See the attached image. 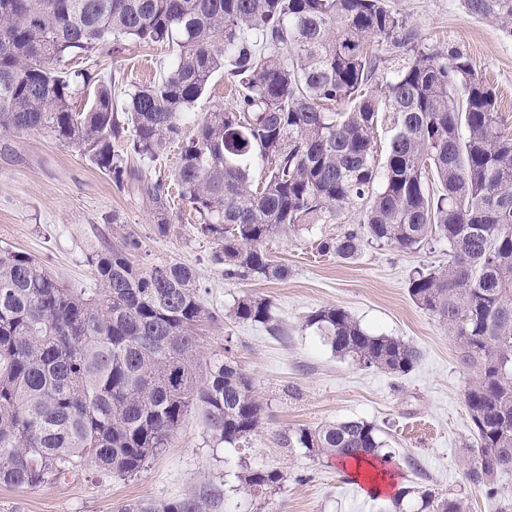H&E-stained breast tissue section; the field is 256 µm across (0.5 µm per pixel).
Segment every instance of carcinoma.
<instances>
[{
    "instance_id": "1",
    "label": "carcinoma",
    "mask_w": 512,
    "mask_h": 512,
    "mask_svg": "<svg viewBox=\"0 0 512 512\" xmlns=\"http://www.w3.org/2000/svg\"><path fill=\"white\" fill-rule=\"evenodd\" d=\"M466 15L512 38V0H461ZM123 41L166 44L176 63L128 92L119 120L112 85L95 69L70 75V56L92 58ZM397 64L379 53L380 46ZM219 71L237 100L210 112L195 135L184 113ZM96 84L88 110L70 100ZM390 126L376 164L379 123ZM47 131L122 186L136 176L165 236L169 193L128 168L113 143L140 159L181 143L179 196L214 239L224 278L284 280L267 240L364 207L371 240L399 251L448 245V265L419 271L412 300L448 328L468 371L463 399L473 425L460 461L469 485L490 496L512 474V136L499 129L495 94L456 48L427 47L385 0H0V132ZM266 164L264 181L251 171ZM354 229L319 249L356 258ZM132 236L88 261L95 288H70L37 259L0 249V484L36 489L87 461L123 476L168 447L191 409L204 410L218 445L247 447L262 406L231 360L200 366V323L216 322L191 265L133 260ZM230 317L271 322V302L242 297ZM336 355L395 377L418 350L367 332L345 308L305 319ZM290 451L374 461L390 453L373 423L351 418L282 435ZM249 492L279 489L278 469L245 467ZM417 512H464L463 501L425 489ZM119 512H204L197 498L127 504Z\"/></svg>"
}]
</instances>
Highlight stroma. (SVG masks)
<instances>
[{"instance_id": "stroma-1", "label": "stroma", "mask_w": 512, "mask_h": 512, "mask_svg": "<svg viewBox=\"0 0 512 512\" xmlns=\"http://www.w3.org/2000/svg\"><path fill=\"white\" fill-rule=\"evenodd\" d=\"M422 44L457 48L496 91L502 130L512 134V38L492 23L467 16L460 0H388ZM176 57L168 47L126 42L98 62L75 58L62 70L97 67L116 81V103L124 105L131 86L161 79ZM233 91L223 73L183 120L193 134L206 113L228 106ZM117 154L150 180L172 184L180 162L178 146L155 161ZM360 208L344 210L331 224H311L266 244L287 265L281 281L228 280L213 263L216 245L201 230L190 204L171 196L172 230L155 232L142 185L116 186L87 157L45 131L0 133V246L33 256L74 288L94 287L89 254L121 236L134 234L140 262L174 261L192 265L197 286L217 322L199 329V358H228L253 381L262 403L261 424L246 448L214 446L202 410H192L168 448L139 473L119 476L85 463L66 477L35 490L0 485V512H119L136 502L197 497L206 512H388L390 492L372 497L366 485L347 481L332 459H312L282 448L279 438L298 427L363 418L382 431L396 487L429 486L462 499L466 512H499L512 497V475L501 478L491 497L470 486L460 460L471 438L462 390L468 375L446 326L419 308L408 294L416 270L446 265L448 247L431 243L404 253L368 241L360 255L345 261L318 251L320 240L360 229ZM243 296L272 303V326L238 323L227 311ZM329 306L347 309L369 332L414 345L420 361L397 378L337 357L305 318ZM277 468L287 476L266 496L245 492L237 478L242 465Z\"/></svg>"}]
</instances>
